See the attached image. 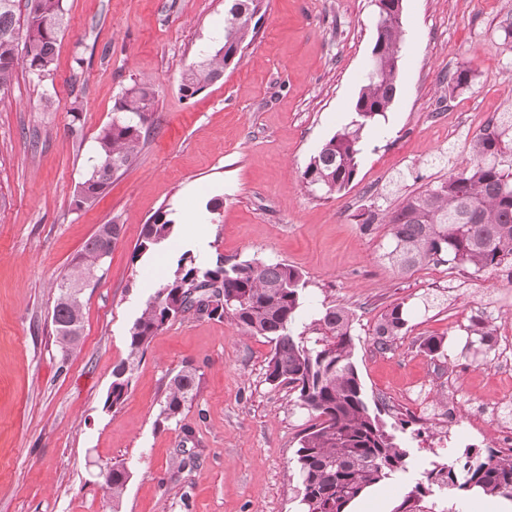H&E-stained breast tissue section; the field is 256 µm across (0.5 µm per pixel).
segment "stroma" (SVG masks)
Listing matches in <instances>:
<instances>
[{
    "label": "stroma",
    "instance_id": "1",
    "mask_svg": "<svg viewBox=\"0 0 512 512\" xmlns=\"http://www.w3.org/2000/svg\"><path fill=\"white\" fill-rule=\"evenodd\" d=\"M50 75L19 64L0 105V512H298L294 464L315 418L287 385L265 380L271 346L226 320L187 316L153 338L124 403L104 406L128 331L167 267L183 252L281 262L305 277L295 335L315 337L329 306L354 314V357L369 401L417 461L512 437V378L495 357L462 354L472 318L512 327V266L439 277L429 264L398 273L387 262L381 216L466 166L474 136L512 112V43L500 23L512 0H403L397 95L363 135L358 174L331 196L301 175L348 124L376 39L375 0H263L257 34L239 61L194 98L181 76L218 43L224 0H65ZM465 67L467 85L444 77ZM154 91L135 163L93 205L76 207L96 137L132 85ZM79 114H72V107ZM458 133L448 137L449 126ZM220 198L222 207L207 212ZM160 210L199 213L151 257H135ZM380 219L363 229L360 214ZM120 228L104 276L84 289L76 352L54 342L57 285L97 227ZM409 308L407 332L373 343L380 314ZM441 336L433 359L422 337ZM196 368L199 395L179 421L158 423L169 377ZM495 414L479 434L469 422ZM130 478L113 505L101 468Z\"/></svg>",
    "mask_w": 512,
    "mask_h": 512
}]
</instances>
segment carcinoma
<instances>
[{"label":"carcinoma","instance_id":"cac0c4a2","mask_svg":"<svg viewBox=\"0 0 512 512\" xmlns=\"http://www.w3.org/2000/svg\"><path fill=\"white\" fill-rule=\"evenodd\" d=\"M16 2L0 0V104L8 98L19 60L39 76L51 73L65 23L64 0H27L21 28L15 20ZM260 9L261 0H225L222 41L184 72L182 97L192 98L223 77L230 58L254 39L253 19ZM376 27L373 55L351 121L322 145L302 174L306 186L325 195L343 191L354 180L363 132L385 116L396 96L402 16L388 11L377 19ZM153 103V90L145 84L127 89L118 100V116L96 138L97 158L79 186L77 208L92 205L132 164ZM386 223L391 238L387 258L400 273L442 260L452 269L479 277L512 264V115L502 113L474 137L469 164L405 198L386 215ZM119 232L117 224L99 225L62 278V283L79 287L74 293L59 291L53 308L56 342L65 355L79 347L82 336L81 289L99 276L101 251L112 249ZM177 233L169 212L159 211L144 225L135 253H148L174 240ZM304 288L302 274L284 263L252 259L228 264L219 259L200 267L190 252H184L131 325L128 353L113 367L104 407L116 410L125 401L135 367L168 317L228 319L246 334L271 344L266 381L274 387L291 386L300 406L317 419L304 431L295 452L301 512H348V505L365 489L407 473L411 456L387 429L379 407L371 406L366 397L354 361L352 312L329 306L318 319L320 336L309 344L296 339L294 326ZM406 330L405 302L394 303L374 329L375 343L383 349ZM494 331L486 319H473L462 352L484 358L496 352ZM422 347L433 358L445 356L442 337L430 336ZM198 388L196 369L184 368L172 375L159 402V417L178 419L197 397ZM129 476L125 465L114 464L104 479L113 512H119ZM435 488L511 499L512 448L482 450L468 445L445 462H428L396 512H417V503Z\"/></svg>","mask_w":512,"mask_h":512}]
</instances>
